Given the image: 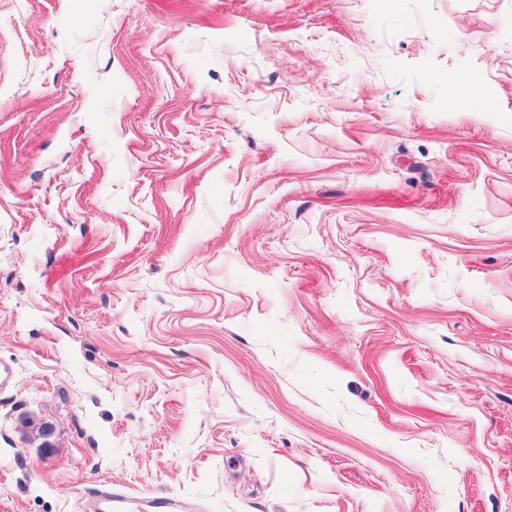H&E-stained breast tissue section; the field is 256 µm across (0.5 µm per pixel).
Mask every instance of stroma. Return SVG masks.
I'll return each instance as SVG.
<instances>
[{
    "label": "stroma",
    "instance_id": "obj_1",
    "mask_svg": "<svg viewBox=\"0 0 512 512\" xmlns=\"http://www.w3.org/2000/svg\"><path fill=\"white\" fill-rule=\"evenodd\" d=\"M100 489L512 512V0H0V512Z\"/></svg>",
    "mask_w": 512,
    "mask_h": 512
}]
</instances>
